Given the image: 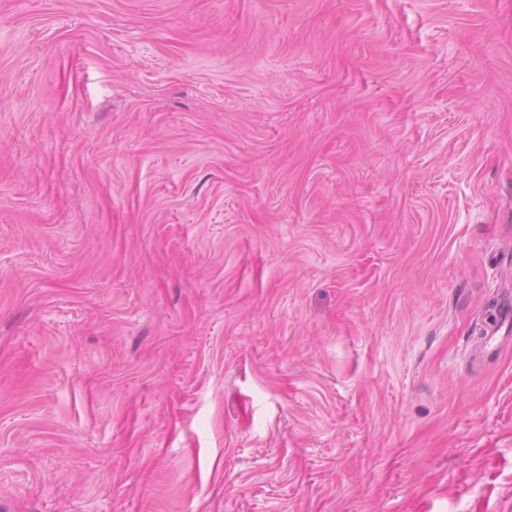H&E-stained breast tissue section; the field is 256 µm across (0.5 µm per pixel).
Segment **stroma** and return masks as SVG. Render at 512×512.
<instances>
[{"mask_svg": "<svg viewBox=\"0 0 512 512\" xmlns=\"http://www.w3.org/2000/svg\"><path fill=\"white\" fill-rule=\"evenodd\" d=\"M512 0H0V512H512Z\"/></svg>", "mask_w": 512, "mask_h": 512, "instance_id": "35a3bbf8", "label": "stroma"}]
</instances>
